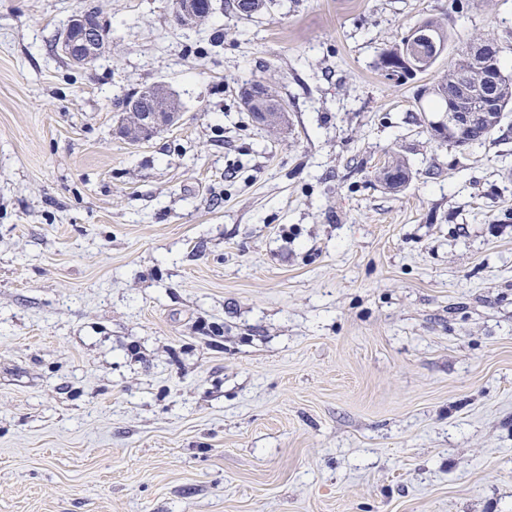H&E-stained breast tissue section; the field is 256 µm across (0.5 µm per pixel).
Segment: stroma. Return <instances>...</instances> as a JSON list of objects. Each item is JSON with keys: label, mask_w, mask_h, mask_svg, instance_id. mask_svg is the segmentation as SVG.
Masks as SVG:
<instances>
[{"label": "stroma", "mask_w": 512, "mask_h": 512, "mask_svg": "<svg viewBox=\"0 0 512 512\" xmlns=\"http://www.w3.org/2000/svg\"><path fill=\"white\" fill-rule=\"evenodd\" d=\"M229 2L0 0V512H512V106L468 147L426 113L481 37L512 72V0ZM152 84L181 116L135 145ZM201 1V2H200ZM209 3L213 8L210 0H177L174 18L177 24L181 26H190L196 24L201 14V8ZM57 47L72 64L85 66L103 53L105 33L96 17L77 11L59 35ZM426 42H432L431 38L427 34H417L415 32H410L406 38V46L407 50L404 53L403 59L401 61V66L404 67L403 69H400V71L411 73L418 69H420V66L417 65L419 62L418 54L417 52L421 48L420 53L423 54L427 58H431L433 54L432 44L429 45H422V43ZM433 43V42H432ZM434 50L436 51L433 55V57L430 59V61L433 60L438 54L436 47L434 46ZM435 64V63H434ZM434 64L428 65L422 69H420L417 72H425L429 70ZM415 73V74H416ZM261 84L264 83H253L250 84L249 87H245L241 93V104L243 109L246 112H250V114L253 116V112H258V108L253 101V93L260 92L264 94L265 97L267 98V101L270 104V107L268 109V112H259L261 114L258 115V119L262 122L270 119L271 116L269 113H280L277 111L283 108V103H286L280 96L279 92L273 86L269 84ZM411 177L412 173L409 167L406 162L399 157L389 159L378 171L380 183L392 190H398L406 186Z\"/></svg>", "instance_id": "stroma-1"}]
</instances>
